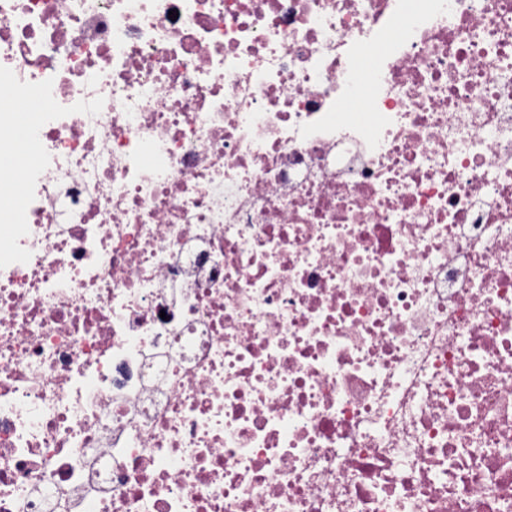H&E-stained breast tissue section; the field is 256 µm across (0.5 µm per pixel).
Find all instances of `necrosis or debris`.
Listing matches in <instances>:
<instances>
[{"label":"necrosis or debris","instance_id":"4bbe7bcc","mask_svg":"<svg viewBox=\"0 0 512 512\" xmlns=\"http://www.w3.org/2000/svg\"><path fill=\"white\" fill-rule=\"evenodd\" d=\"M0 90V512H512V0H0Z\"/></svg>","mask_w":512,"mask_h":512}]
</instances>
